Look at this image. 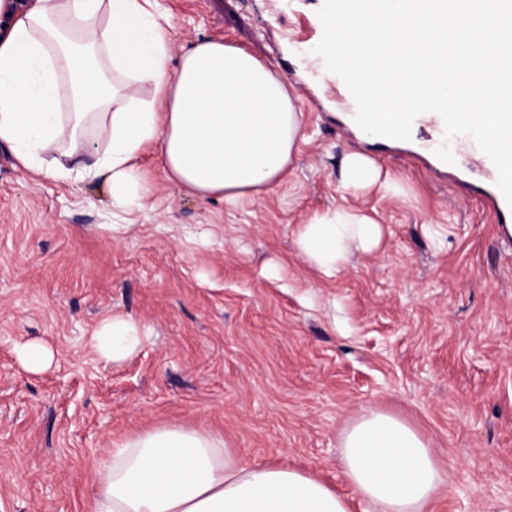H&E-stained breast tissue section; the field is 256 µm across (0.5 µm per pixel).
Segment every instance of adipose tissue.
Segmentation results:
<instances>
[{
	"mask_svg": "<svg viewBox=\"0 0 512 512\" xmlns=\"http://www.w3.org/2000/svg\"><path fill=\"white\" fill-rule=\"evenodd\" d=\"M169 20L156 0H0V146L31 177L103 179L114 233L144 209L139 167L155 148L168 180L201 200L238 205L277 184L294 161L301 114L287 81L220 39L173 56ZM177 67H170V60ZM149 82L152 101L125 78ZM73 109L61 112L63 101ZM101 127L106 147L86 135ZM58 156L44 160L47 151ZM381 226L336 208L295 231V245L322 281L354 252L372 249ZM142 343L130 316L102 320L91 346L120 363ZM342 464L354 492L379 512H427L445 480L432 448L405 421L370 410L345 431ZM91 512H349L346 498L311 474L245 466L202 428L162 426L132 435L97 467Z\"/></svg>",
	"mask_w": 512,
	"mask_h": 512,
	"instance_id": "obj_1",
	"label": "adipose tissue"
}]
</instances>
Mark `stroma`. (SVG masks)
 I'll list each match as a JSON object with an SVG mask.
<instances>
[{"label": "stroma", "mask_w": 512, "mask_h": 512, "mask_svg": "<svg viewBox=\"0 0 512 512\" xmlns=\"http://www.w3.org/2000/svg\"><path fill=\"white\" fill-rule=\"evenodd\" d=\"M323 2L157 0L175 50L221 38L287 79L305 139L259 201L200 200L150 149L149 204L115 236L103 181L36 180L0 147V512H91L109 450L171 425L375 512L342 466V434L368 409L433 448L448 483L429 512H512V237L494 221L493 173L458 137L441 161L437 123L389 141L345 121L338 81L312 56ZM351 153L403 195L343 191ZM337 207L373 215L382 238L321 281L294 231ZM112 313L143 332L119 364L88 344ZM30 340L55 351L38 373L17 354Z\"/></svg>", "instance_id": "stroma-1"}]
</instances>
